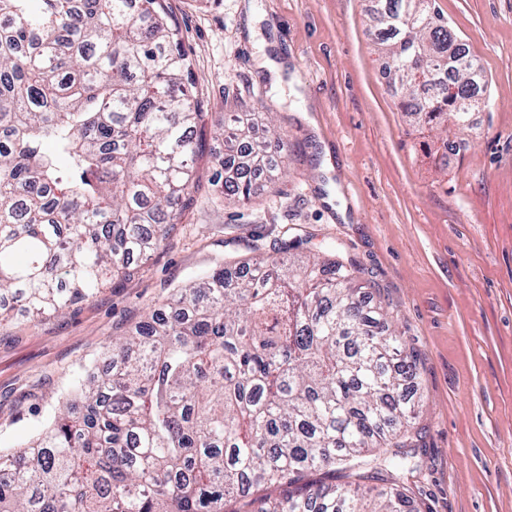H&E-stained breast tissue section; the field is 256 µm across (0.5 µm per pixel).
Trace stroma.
<instances>
[{"label":"stroma","mask_w":512,"mask_h":512,"mask_svg":"<svg viewBox=\"0 0 512 512\" xmlns=\"http://www.w3.org/2000/svg\"><path fill=\"white\" fill-rule=\"evenodd\" d=\"M200 101L197 203L138 275L43 321L0 323V450L36 439L58 400L101 367L173 289L258 252L358 270L417 359L418 512H512V0H434L479 61L465 132L419 126L381 74L375 0H164ZM228 112L265 113L284 173L225 203Z\"/></svg>","instance_id":"1"}]
</instances>
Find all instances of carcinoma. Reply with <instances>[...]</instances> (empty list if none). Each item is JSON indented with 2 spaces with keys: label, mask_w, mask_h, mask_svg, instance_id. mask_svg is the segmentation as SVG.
Listing matches in <instances>:
<instances>
[{
  "label": "carcinoma",
  "mask_w": 512,
  "mask_h": 512,
  "mask_svg": "<svg viewBox=\"0 0 512 512\" xmlns=\"http://www.w3.org/2000/svg\"><path fill=\"white\" fill-rule=\"evenodd\" d=\"M389 78L420 125L466 127L477 60L422 93L457 36L432 0H384ZM192 61L162 0H0V322L138 273L195 201ZM224 119V202L271 166ZM182 288L0 453V512H416V358L341 257L258 258ZM343 482L312 491L305 474ZM377 480L380 487L366 482Z\"/></svg>",
  "instance_id": "carcinoma-1"
}]
</instances>
